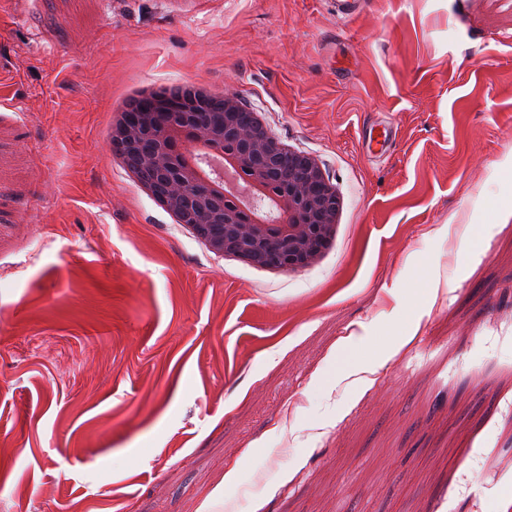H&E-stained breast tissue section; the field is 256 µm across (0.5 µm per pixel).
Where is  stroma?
<instances>
[{
	"mask_svg": "<svg viewBox=\"0 0 512 512\" xmlns=\"http://www.w3.org/2000/svg\"><path fill=\"white\" fill-rule=\"evenodd\" d=\"M185 85L321 165L314 264L215 254L111 157ZM494 455L512 0H0V512H502Z\"/></svg>",
	"mask_w": 512,
	"mask_h": 512,
	"instance_id": "stroma-1",
	"label": "stroma"
}]
</instances>
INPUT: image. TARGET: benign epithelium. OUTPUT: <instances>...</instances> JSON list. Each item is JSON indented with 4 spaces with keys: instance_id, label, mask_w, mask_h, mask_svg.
<instances>
[{
    "instance_id": "benign-epithelium-1",
    "label": "benign epithelium",
    "mask_w": 512,
    "mask_h": 512,
    "mask_svg": "<svg viewBox=\"0 0 512 512\" xmlns=\"http://www.w3.org/2000/svg\"><path fill=\"white\" fill-rule=\"evenodd\" d=\"M207 93L187 95L181 109L194 108L190 121L167 119L170 102L154 94L136 110L120 113L111 131V153L137 156V168L154 179L144 184L159 192L158 201L176 215L190 216L192 229L207 232L216 254L270 269H301L316 262L331 246L337 227L339 197L322 167L312 157L285 148L263 125L248 121L235 95L219 96L220 107L207 111ZM187 139L195 147L221 148L224 166L246 174L257 196L271 192L270 160L288 154V171L279 176L276 192L283 220L269 222L224 202V193L203 180L197 170L176 158L170 148Z\"/></svg>"
}]
</instances>
